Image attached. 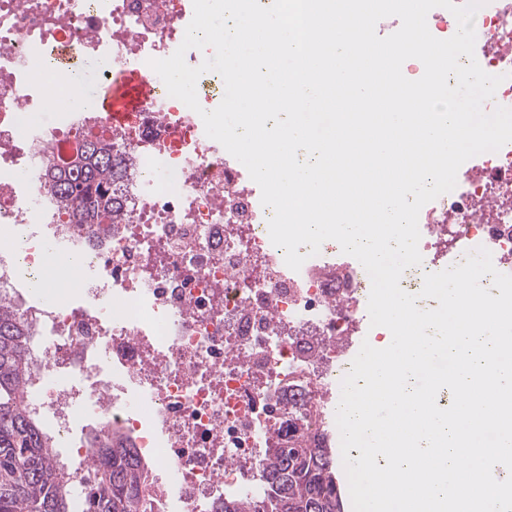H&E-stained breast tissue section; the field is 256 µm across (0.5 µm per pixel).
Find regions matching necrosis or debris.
Instances as JSON below:
<instances>
[{
  "label": "necrosis or debris",
  "instance_id": "1",
  "mask_svg": "<svg viewBox=\"0 0 512 512\" xmlns=\"http://www.w3.org/2000/svg\"><path fill=\"white\" fill-rule=\"evenodd\" d=\"M193 13V0H0V302L35 330L31 407L65 462L91 457V428H118L152 449L183 512H214L224 498L262 496L264 450L287 446L296 401L313 406L300 428L335 447L336 384L371 280L332 240L312 257L300 246L306 260L290 269L237 159L168 95L149 62L176 51ZM480 14L484 67L503 78L485 107L512 108V0ZM90 59L100 80L138 78L153 95L117 127L94 108L51 131L28 123L56 109L34 66L61 76ZM89 140L124 164L108 223H74L42 174ZM418 227L424 259L407 288L481 247L512 275V143L462 165ZM73 253L82 271L56 302L23 298L25 277Z\"/></svg>",
  "mask_w": 512,
  "mask_h": 512
}]
</instances>
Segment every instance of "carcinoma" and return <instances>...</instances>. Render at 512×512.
<instances>
[{"instance_id":"1","label":"carcinoma","mask_w":512,"mask_h":512,"mask_svg":"<svg viewBox=\"0 0 512 512\" xmlns=\"http://www.w3.org/2000/svg\"><path fill=\"white\" fill-rule=\"evenodd\" d=\"M89 162L51 173L54 196L75 200L86 224L109 205L107 184L122 178L112 148L90 141ZM32 325L0 303V512H77L76 485L88 488L89 512H159L161 489L153 465L119 429L95 435L97 454L77 476L63 462L57 441L30 409L25 389ZM259 501L228 497L218 512H345L330 449L293 430L288 447L265 449Z\"/></svg>"}]
</instances>
